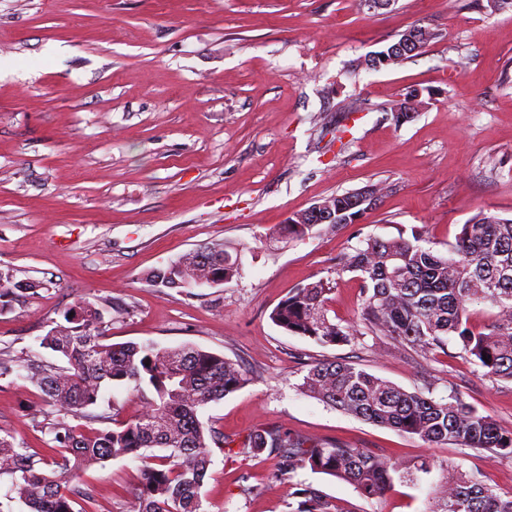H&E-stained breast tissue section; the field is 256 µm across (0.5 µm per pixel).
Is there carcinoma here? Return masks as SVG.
<instances>
[{
    "mask_svg": "<svg viewBox=\"0 0 512 512\" xmlns=\"http://www.w3.org/2000/svg\"><path fill=\"white\" fill-rule=\"evenodd\" d=\"M422 232L411 237L368 238L336 262V272H351L361 283L358 323L341 325L327 316L331 280L320 278L294 288L270 313L285 331L322 346L347 344L357 336L385 337L403 350L430 357L453 337L462 356L481 376L512 382V219L480 212L462 225L447 254L421 245ZM180 264L151 272L147 279L164 288L193 289L227 281L238 265L222 243L206 253L190 251ZM40 281L17 280L4 272L0 279V311L13 300L34 295ZM481 301L498 309L482 331L468 322L467 304ZM40 347L61 357L63 364L33 361L25 378L46 402L83 418L87 430L61 423L53 428L54 469L46 473L41 460L16 437L0 433V476L11 477L29 512H74L65 484L92 464L116 457H141L149 448L166 454L144 470L138 512H206L200 496L212 450L198 411L211 401L240 390L246 377L224 356L183 345L107 343L104 308L81 300L40 338ZM127 387L140 396L142 410L118 429L96 428L108 416L91 411L104 387ZM299 389L345 414L432 444L454 443L512 457V431L490 415L464 403L451 389L438 399L420 389L407 391L364 369L341 362H317L302 377ZM225 453L265 452L279 458L288 472L310 468L338 477L364 498L381 497L394 478L416 482L430 472L427 461L399 462L362 448L312 440L278 429L254 430L237 449L221 441ZM294 512H341L319 489L303 485L292 492ZM429 512H512V492L488 486L477 473H450L435 490Z\"/></svg>",
    "mask_w": 512,
    "mask_h": 512,
    "instance_id": "1",
    "label": "carcinoma"
}]
</instances>
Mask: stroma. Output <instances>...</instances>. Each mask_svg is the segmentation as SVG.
Returning a JSON list of instances; mask_svg holds the SVG:
<instances>
[{
    "instance_id": "1",
    "label": "stroma",
    "mask_w": 512,
    "mask_h": 512,
    "mask_svg": "<svg viewBox=\"0 0 512 512\" xmlns=\"http://www.w3.org/2000/svg\"><path fill=\"white\" fill-rule=\"evenodd\" d=\"M438 31L418 55L360 67L412 24ZM418 89L421 112L390 106ZM359 223L282 242L289 215L366 185ZM512 218V5L488 0H0V269L44 282L0 311V429L46 459L55 424L83 426L22 377L57 363L39 336L77 300L105 306L115 343L192 345L224 355L248 383L199 411L231 440L276 428L397 460H425L381 498L276 456L213 449L206 512H295L296 484L342 512H428L442 463L512 492V459L419 438L344 414L298 389L311 364L343 360L408 391L462 399L512 430V383L477 375L456 344L424 360L386 338L323 347L270 319L292 288L331 275L328 316L362 305L338 255L420 228L444 253L478 212ZM221 241L239 273L186 294L149 270ZM38 418H31V410ZM145 460L92 465L71 481L75 512H136Z\"/></svg>"
}]
</instances>
